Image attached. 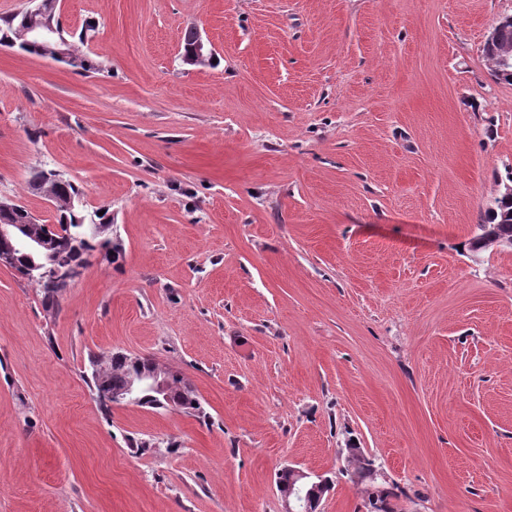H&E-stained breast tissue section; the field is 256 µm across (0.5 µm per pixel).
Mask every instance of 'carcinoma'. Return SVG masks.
<instances>
[{"instance_id": "1", "label": "carcinoma", "mask_w": 512, "mask_h": 512, "mask_svg": "<svg viewBox=\"0 0 512 512\" xmlns=\"http://www.w3.org/2000/svg\"><path fill=\"white\" fill-rule=\"evenodd\" d=\"M33 16L29 11H22L3 21L0 24V47L13 49L15 45L16 32L31 24ZM483 54L488 62L492 79L496 82H507L512 84V76L504 75L500 71L493 51L483 47ZM64 64L84 73L99 72L101 65L89 55L81 52L78 47H73L70 59ZM58 178L57 196L66 203L69 199L80 196V191L75 185L55 170L35 169L33 170L29 188L36 193L40 190L47 176ZM83 211L69 209L65 206L57 211L56 221L59 224H66L64 234L47 237L44 225L28 222L26 209L14 210L6 219L18 224L25 225L24 236L27 240L40 244V250L36 253L30 252L23 245L16 246L14 261L11 267L21 276L29 281L35 282L41 289L45 300L52 302L58 293L65 288V285L53 287L40 284V281L32 277V269L36 264L45 262L49 253L55 254L59 259L66 262H73L79 266H86L88 256L93 252L99 253L104 259L114 261L118 259L122 251L112 246L111 234L107 231H99L94 227H85L78 223ZM478 233L473 237L471 249L479 251L483 248L496 244L499 238H512V200L507 199L504 193L495 197L493 204L485 210L483 222L477 225ZM91 379L96 390L108 392L119 391L126 387L128 380L135 376H147L160 368L159 363L150 357L128 356L124 354L101 355L91 359ZM172 386L169 399L155 403L153 394L146 392L137 401L140 406L153 408H167L171 405L184 410L188 414L203 413L202 407L197 405L198 399L194 391L181 390L183 378L176 374L171 375ZM396 497L392 489L384 486H376L369 494L370 512H395L391 499Z\"/></svg>"}]
</instances>
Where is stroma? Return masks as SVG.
I'll return each instance as SVG.
<instances>
[{
	"mask_svg": "<svg viewBox=\"0 0 512 512\" xmlns=\"http://www.w3.org/2000/svg\"><path fill=\"white\" fill-rule=\"evenodd\" d=\"M512 0H60L70 66L0 48V200L63 174L124 250L55 302L0 266V512H512V248L468 249L512 170ZM200 28L216 61L182 62ZM149 356L204 411L103 404ZM289 474V482L287 488L281 493L284 510L283 512H303V511H317L320 501L322 499V492L320 486L323 483L322 479L316 481L313 475L293 467H286ZM310 486V488H308ZM307 489L306 495L303 492ZM303 498L306 499L304 505ZM311 503L314 509H311Z\"/></svg>",
	"mask_w": 512,
	"mask_h": 512,
	"instance_id": "35a3bbf8",
	"label": "stroma"
}]
</instances>
